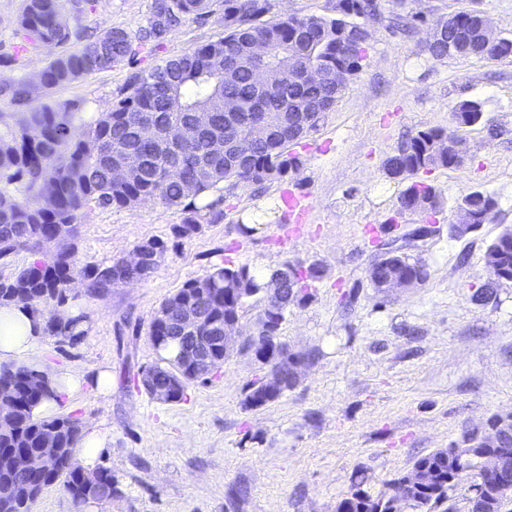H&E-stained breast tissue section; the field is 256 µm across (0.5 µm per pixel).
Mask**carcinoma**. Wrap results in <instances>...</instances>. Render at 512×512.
<instances>
[{
  "label": "carcinoma",
  "instance_id": "cac0c4a2",
  "mask_svg": "<svg viewBox=\"0 0 512 512\" xmlns=\"http://www.w3.org/2000/svg\"><path fill=\"white\" fill-rule=\"evenodd\" d=\"M218 0H153L150 27L140 34L110 28L93 39L83 36V27L71 24L61 0H22L13 21L19 45L60 47L72 42L79 49H62L35 75L25 72L0 81V92L17 107L0 112V305L22 303L41 322L44 336L61 343L76 344L85 335L82 313L69 316L67 286L81 273L85 288L101 294L134 281L122 259L90 269L77 270V224L86 209L136 208L149 203L181 206L186 211L176 235L190 238L203 223H216L224 215V189L239 186L260 189L267 183H289L303 167L295 145L319 129L326 113L333 110L351 76L367 57L368 34L359 27V16L377 10V0H336V15L292 16L275 22L262 20L267 11L263 0H224V36L200 42L183 54L139 71L126 90L97 115L83 119L84 103L46 99L30 105L33 91L46 95L82 76L111 69L133 59L149 41L159 40L170 29L186 22L206 21L216 12ZM425 21L418 14H395L391 27L406 31ZM483 18L472 10L456 12L437 22L440 37L424 45L430 57H448V47L463 50L467 57L500 59L512 56V39L502 37L493 46L481 38ZM268 48L264 65L273 71L267 85L254 79L253 50ZM293 55L300 64L323 71L326 82L306 86L282 67ZM453 116H466L476 123L482 105L464 100ZM201 121V134L177 145L165 130L187 119ZM256 122L265 124L268 136L251 142L248 133ZM151 124L148 137L143 126ZM447 132L430 127L417 133L386 156L383 169L388 177L404 180L419 172L454 168L464 164L443 146ZM233 141L227 153L211 149L213 140ZM138 159L136 168L116 178L113 171L126 158ZM205 204L199 206L197 201ZM477 222L493 220L496 200L483 191L462 197ZM400 205L427 218L442 207L436 190L423 182L410 184L401 194ZM55 239L53 252L41 249L42 242ZM25 252L32 261L13 264ZM487 261L489 278L473 298L488 302L500 284L512 279V228H505L490 244ZM384 274L395 279L428 278L422 261L391 249L376 261ZM297 272L300 286L296 296L284 303L288 308L304 306L311 297L312 283L323 279L325 269L316 263L285 262L265 276L246 265L227 262L217 265L203 278L185 282L161 305L165 318L151 321L149 337L162 353L153 366L154 387L164 388L172 402L182 401L189 386L200 381L183 365L188 346L179 327L188 312L203 314L197 335L209 337L213 373L224 366V296L245 291L254 297L264 290L293 285ZM0 384L15 393L16 407L0 426V456L39 448L45 438L63 449L53 473L46 476L0 471V507L26 500L22 512H30L41 488L62 486L76 512L90 502L112 499L118 487L112 471L102 468L99 482L87 487L81 480L83 468L75 458L80 425L71 415L43 418L33 408L56 397L46 373L28 366L0 371ZM274 387L261 379L247 393L244 403L259 408L277 400L293 388ZM496 458L497 469L484 471V460ZM467 484V499L483 505L482 512H503L512 498V424L505 414L491 415L485 424L464 432L460 443L436 448L417 458L410 469L375 489L369 479L357 475L336 512H432L447 503L450 494Z\"/></svg>",
  "mask_w": 512,
  "mask_h": 512
}]
</instances>
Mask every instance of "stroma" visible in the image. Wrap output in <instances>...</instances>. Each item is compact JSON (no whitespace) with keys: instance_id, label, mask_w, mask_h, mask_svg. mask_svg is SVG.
Segmentation results:
<instances>
[{"instance_id":"stroma-1","label":"stroma","mask_w":512,"mask_h":512,"mask_svg":"<svg viewBox=\"0 0 512 512\" xmlns=\"http://www.w3.org/2000/svg\"><path fill=\"white\" fill-rule=\"evenodd\" d=\"M151 0H99L81 16L101 33L146 27ZM22 0H0V76L38 73L51 58L42 46L18 50L12 21ZM428 21L480 9L494 32L512 37V0H406ZM224 34L221 15L186 22L129 63L56 89L54 100L85 102L86 114L111 102L131 73ZM426 29L411 36L376 24L362 69L348 82L321 128L297 150L304 165L290 184L227 192L224 218L188 239L175 235L182 208L160 203L92 209L78 226V268L128 256L149 238L168 245L146 280L93 296L72 285L69 305L82 311L85 336L70 345L45 336L34 360L84 372L82 386L62 397L57 414L78 418L82 431L106 434L97 458L119 488L95 512H336L355 474L382 486L414 460L460 441L464 430L512 411V282L494 300L472 299L488 277L487 249L512 227V57L449 56L423 50ZM464 100L482 104L481 119L456 125ZM444 128L463 139L462 166L439 168L427 181L444 201L433 232L408 241L428 279L404 293H376L367 272L377 255L379 225L404 237L422 219L401 213L404 181L386 176L383 161L418 130ZM306 195L310 222L296 231L280 208L284 191ZM493 195L492 223L465 235L453 226L468 192ZM253 226L242 234L240 225ZM233 261L265 275L282 263L324 266L311 302L292 307L280 340L300 357L298 383L257 409L244 399L266 370L237 349L210 380L189 386L185 400L161 403L138 388L141 370L158 362L148 329L161 303L186 281ZM111 390L98 391L100 370Z\"/></svg>"}]
</instances>
